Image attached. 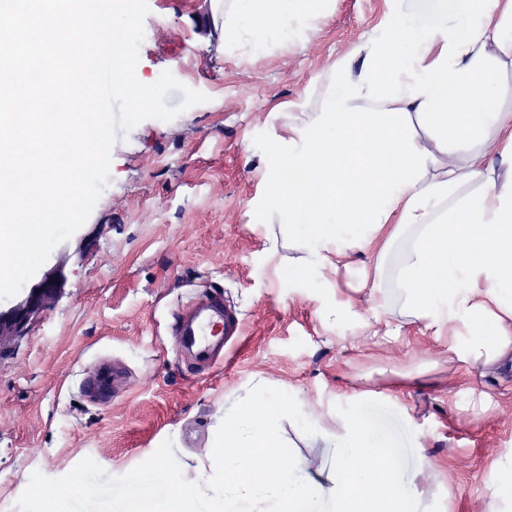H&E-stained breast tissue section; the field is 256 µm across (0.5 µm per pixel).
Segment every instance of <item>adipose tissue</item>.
Here are the masks:
<instances>
[{
  "label": "adipose tissue",
  "mask_w": 512,
  "mask_h": 512,
  "mask_svg": "<svg viewBox=\"0 0 512 512\" xmlns=\"http://www.w3.org/2000/svg\"><path fill=\"white\" fill-rule=\"evenodd\" d=\"M211 0L221 32L259 41L299 32L327 0ZM448 28L387 15L351 57L336 60L310 118L287 126L267 172L266 208L310 262L403 241L392 280L406 311L445 340L450 360L495 371L512 361V0H437ZM497 160H490V153ZM286 396L242 400L208 460L224 491L210 512L257 500L276 512H408L407 493L371 422L336 418L327 482L304 459L285 470L276 430ZM166 501L140 512H197V478L172 469Z\"/></svg>",
  "instance_id": "1"
}]
</instances>
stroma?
<instances>
[{
    "mask_svg": "<svg viewBox=\"0 0 512 512\" xmlns=\"http://www.w3.org/2000/svg\"><path fill=\"white\" fill-rule=\"evenodd\" d=\"M137 66L170 71L207 95L169 122H141L111 149L110 180L85 224L44 263L54 287L20 332L0 337V512H41L37 490L66 492L68 512H131L163 500V470L194 473L224 412L287 389L319 427L358 415L389 442L407 493L428 512H481L491 461L512 453V373L476 378L490 399L456 397L460 365L422 321L393 311L374 335L358 286L384 238L338 269L299 273L301 251L266 222L271 143L317 105L328 67L386 12L421 26L435 0H329L290 40L247 44L215 30L209 0H148ZM214 296L242 323L226 360L188 366L173 315ZM416 380H404L406 372ZM280 464L320 461L317 430L281 416Z\"/></svg>",
    "mask_w": 512,
    "mask_h": 512,
    "instance_id": "stroma-1",
    "label": "stroma"
}]
</instances>
